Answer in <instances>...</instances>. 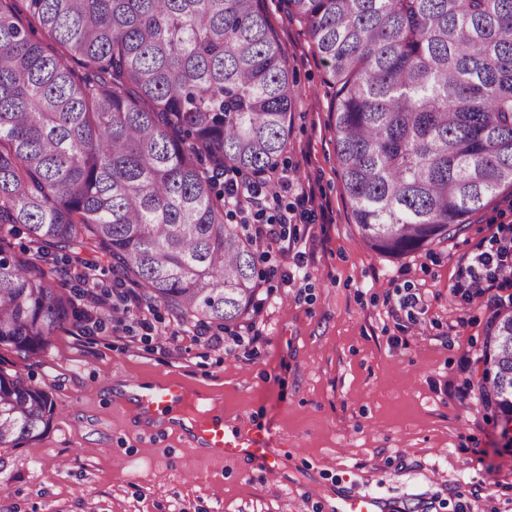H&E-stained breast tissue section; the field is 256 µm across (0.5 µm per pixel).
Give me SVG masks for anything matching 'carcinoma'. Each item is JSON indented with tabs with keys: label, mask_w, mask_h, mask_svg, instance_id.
Wrapping results in <instances>:
<instances>
[{
	"label": "carcinoma",
	"mask_w": 512,
	"mask_h": 512,
	"mask_svg": "<svg viewBox=\"0 0 512 512\" xmlns=\"http://www.w3.org/2000/svg\"><path fill=\"white\" fill-rule=\"evenodd\" d=\"M286 2L327 68L370 249L454 238L512 189V0ZM299 97L262 0H0V346L41 357L81 318L47 247L92 246L186 322L245 319L258 251L212 171L275 170ZM481 362L480 403L512 417V311L493 312ZM52 412L0 368V447Z\"/></svg>",
	"instance_id": "obj_1"
}]
</instances>
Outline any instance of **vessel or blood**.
<instances>
[{
	"mask_svg": "<svg viewBox=\"0 0 512 512\" xmlns=\"http://www.w3.org/2000/svg\"><path fill=\"white\" fill-rule=\"evenodd\" d=\"M135 412L140 422L153 426L169 416L186 417L189 434L199 447L218 458H259L267 467H275L278 458L270 439L247 425L234 430L224 427V417L202 406L200 395L192 393L179 377L171 376L152 385L131 387ZM395 504L374 497L343 498L336 512H395Z\"/></svg>",
	"mask_w": 512,
	"mask_h": 512,
	"instance_id": "b4317fda",
	"label": "vessel or blood"
}]
</instances>
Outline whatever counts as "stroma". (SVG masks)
Instances as JSON below:
<instances>
[{"mask_svg":"<svg viewBox=\"0 0 512 512\" xmlns=\"http://www.w3.org/2000/svg\"><path fill=\"white\" fill-rule=\"evenodd\" d=\"M263 4L301 92L280 161L284 200L309 192L320 214L289 225L294 250H271L275 275L244 322L209 327L222 339L209 348L173 341L188 324L160 305L144 328L124 309L134 285L112 258L85 252L108 301L98 328L57 331L39 359L0 347V368L54 404L40 439L0 447V512H334L363 495L400 512H512L505 418L472 385L492 310L448 292L467 256L512 229V196L431 251L370 250L340 178L326 69L284 0ZM410 295L419 304L402 307ZM168 375L212 396L226 425L270 437L278 467L203 457L184 429L145 432L114 400L125 383Z\"/></svg>","mask_w":512,"mask_h":512,"instance_id":"35a3bbf8","label":"stroma"}]
</instances>
